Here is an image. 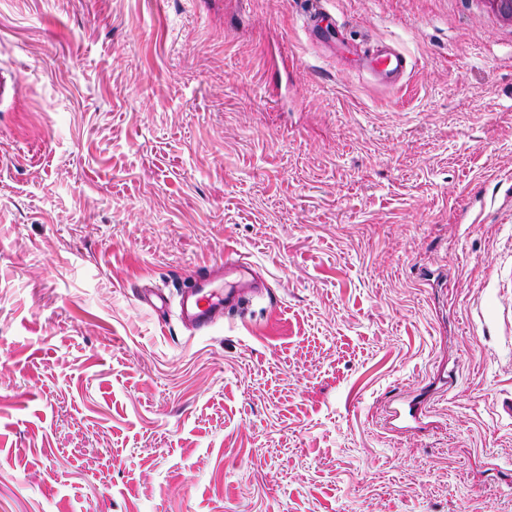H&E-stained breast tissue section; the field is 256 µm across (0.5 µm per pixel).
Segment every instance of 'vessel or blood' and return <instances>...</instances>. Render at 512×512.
Listing matches in <instances>:
<instances>
[{
  "mask_svg": "<svg viewBox=\"0 0 512 512\" xmlns=\"http://www.w3.org/2000/svg\"><path fill=\"white\" fill-rule=\"evenodd\" d=\"M308 27L320 40L342 37L335 21L323 10L310 14ZM362 60L363 69L382 87L401 84L412 67L409 56L388 40L365 47ZM246 268V262L228 249L223 260L196 269L192 275L193 287L179 293L178 312L182 322L205 334L225 314L245 312L260 301H274L273 289L241 283Z\"/></svg>",
  "mask_w": 512,
  "mask_h": 512,
  "instance_id": "b4317fda",
  "label": "vessel or blood"
}]
</instances>
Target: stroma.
Returning <instances> with one entry per match:
<instances>
[{
	"label": "stroma",
	"instance_id": "stroma-1",
	"mask_svg": "<svg viewBox=\"0 0 512 512\" xmlns=\"http://www.w3.org/2000/svg\"><path fill=\"white\" fill-rule=\"evenodd\" d=\"M315 5L0 0V512H512V29L322 0L384 89ZM308 27L312 34L319 40L332 42L342 41V33L335 21L323 9L310 14L308 18ZM333 34L332 38H328ZM362 68L382 87L399 85L412 68L410 57L394 42L381 40L365 47ZM237 256L233 249L225 250L224 260L196 269L192 275L195 285L179 292V317L194 331L206 334L226 313H243L260 301L273 303L272 288L240 283L248 266ZM237 279L236 287L227 288L230 280Z\"/></svg>",
	"mask_w": 512,
	"mask_h": 512
}]
</instances>
